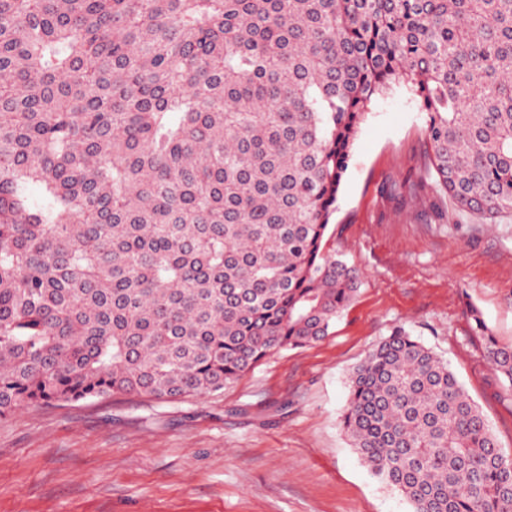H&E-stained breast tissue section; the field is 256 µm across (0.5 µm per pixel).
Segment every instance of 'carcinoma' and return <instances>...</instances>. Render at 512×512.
Here are the masks:
<instances>
[{
  "mask_svg": "<svg viewBox=\"0 0 512 512\" xmlns=\"http://www.w3.org/2000/svg\"><path fill=\"white\" fill-rule=\"evenodd\" d=\"M393 83L436 190L511 217L512 0H0V417L210 394L329 336L361 275L326 231ZM470 320L512 386V344ZM343 426L411 512H512V459L405 328Z\"/></svg>",
  "mask_w": 512,
  "mask_h": 512,
  "instance_id": "cac0c4a2",
  "label": "carcinoma"
}]
</instances>
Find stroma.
Returning <instances> with one entry per match:
<instances>
[{"label": "stroma", "mask_w": 512, "mask_h": 512, "mask_svg": "<svg viewBox=\"0 0 512 512\" xmlns=\"http://www.w3.org/2000/svg\"><path fill=\"white\" fill-rule=\"evenodd\" d=\"M425 127L399 84L359 126L327 237L363 283L329 336L211 395L102 396L0 418V512H411L340 424L351 372L397 326L448 359L512 458V386L468 315L512 343V217L485 224L437 196Z\"/></svg>", "instance_id": "obj_1"}]
</instances>
